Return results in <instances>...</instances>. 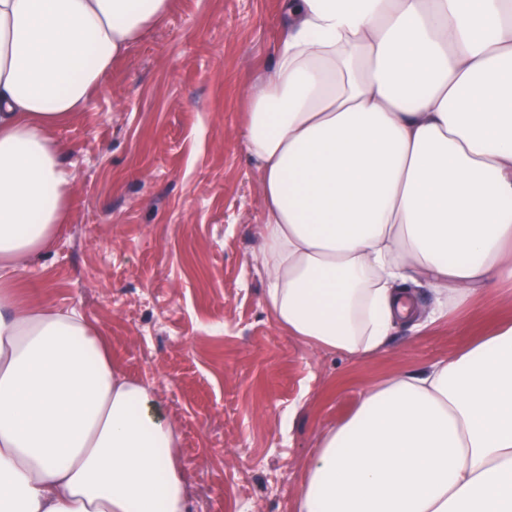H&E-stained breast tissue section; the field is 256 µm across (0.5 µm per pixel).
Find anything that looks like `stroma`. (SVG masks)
I'll list each match as a JSON object with an SVG mask.
<instances>
[{
    "instance_id": "stroma-1",
    "label": "stroma",
    "mask_w": 512,
    "mask_h": 512,
    "mask_svg": "<svg viewBox=\"0 0 512 512\" xmlns=\"http://www.w3.org/2000/svg\"><path fill=\"white\" fill-rule=\"evenodd\" d=\"M281 0H173L166 19L56 126L70 204L15 289L78 307L180 433L196 512H295L320 436L363 389L512 320V291L453 322L397 326L362 358L288 333L249 263L261 179L240 137L246 85L274 64Z\"/></svg>"
}]
</instances>
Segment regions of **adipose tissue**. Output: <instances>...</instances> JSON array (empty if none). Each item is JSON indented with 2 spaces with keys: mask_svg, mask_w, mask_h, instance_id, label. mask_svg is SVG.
<instances>
[{
  "mask_svg": "<svg viewBox=\"0 0 512 512\" xmlns=\"http://www.w3.org/2000/svg\"><path fill=\"white\" fill-rule=\"evenodd\" d=\"M171 5L0 0V512H191L149 388L78 308L14 289L68 211L51 129ZM281 24L242 133L277 321L362 356L512 285V0H283ZM297 512H512V323L364 389Z\"/></svg>",
  "mask_w": 512,
  "mask_h": 512,
  "instance_id": "obj_1",
  "label": "adipose tissue"
}]
</instances>
